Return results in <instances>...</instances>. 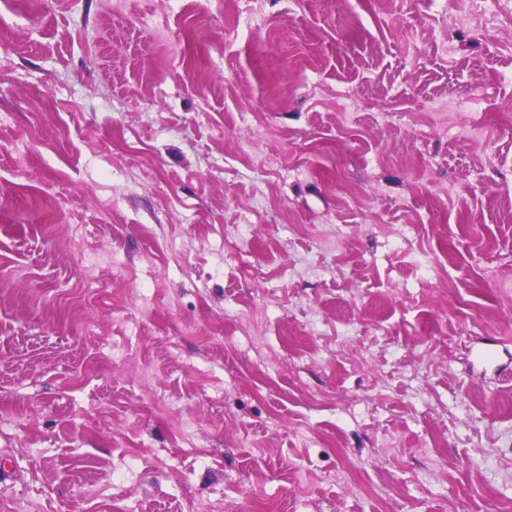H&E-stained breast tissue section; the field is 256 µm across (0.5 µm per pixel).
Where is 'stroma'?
<instances>
[{"instance_id": "1", "label": "stroma", "mask_w": 512, "mask_h": 512, "mask_svg": "<svg viewBox=\"0 0 512 512\" xmlns=\"http://www.w3.org/2000/svg\"><path fill=\"white\" fill-rule=\"evenodd\" d=\"M0 0V512H512V4Z\"/></svg>"}]
</instances>
